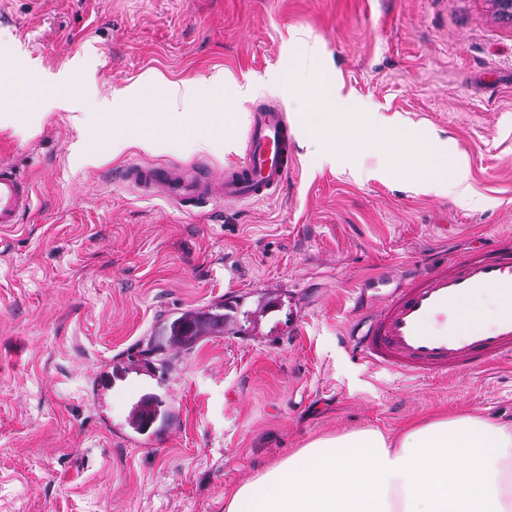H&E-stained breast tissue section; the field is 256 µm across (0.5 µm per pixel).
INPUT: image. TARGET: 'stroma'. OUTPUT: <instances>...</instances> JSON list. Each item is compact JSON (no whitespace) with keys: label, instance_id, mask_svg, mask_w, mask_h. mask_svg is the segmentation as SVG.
<instances>
[{"label":"stroma","instance_id":"obj_1","mask_svg":"<svg viewBox=\"0 0 512 512\" xmlns=\"http://www.w3.org/2000/svg\"><path fill=\"white\" fill-rule=\"evenodd\" d=\"M220 70L254 92L209 88ZM148 72L163 82L138 111H166L171 83L194 87L188 111L232 113L205 128L208 150L171 121L154 150L113 154L126 131L103 104ZM313 80L466 165L479 204L388 174L374 135L324 163L307 146ZM271 102L298 157L273 197L181 209L119 180L130 165L223 178ZM0 103V164L36 192L0 227V512H225L322 434L391 435L432 411L512 419V360L414 379L368 369L344 336L383 277L512 235V29L485 0H0ZM217 309L223 331L168 356L151 388L180 408L177 431L153 446L102 429L96 364L154 356L167 321Z\"/></svg>","mask_w":512,"mask_h":512}]
</instances>
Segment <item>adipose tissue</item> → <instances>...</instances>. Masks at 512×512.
Masks as SVG:
<instances>
[{"label": "adipose tissue", "mask_w": 512, "mask_h": 512, "mask_svg": "<svg viewBox=\"0 0 512 512\" xmlns=\"http://www.w3.org/2000/svg\"><path fill=\"white\" fill-rule=\"evenodd\" d=\"M320 121L312 146L336 160V141L365 134L363 116L346 115L339 87L315 95ZM388 166L424 187L469 195V173L448 158L387 132ZM512 310L482 289L459 311L469 326H489ZM225 512H512V423L477 414L435 416L390 437L376 429L320 437L274 463L227 498Z\"/></svg>", "instance_id": "adipose-tissue-1"}]
</instances>
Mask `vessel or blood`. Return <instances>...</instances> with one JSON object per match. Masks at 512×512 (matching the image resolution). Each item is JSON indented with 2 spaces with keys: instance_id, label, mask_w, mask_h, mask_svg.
Returning a JSON list of instances; mask_svg holds the SVG:
<instances>
[{
  "instance_id": "b4317fda",
  "label": "vessel or blood",
  "mask_w": 512,
  "mask_h": 512,
  "mask_svg": "<svg viewBox=\"0 0 512 512\" xmlns=\"http://www.w3.org/2000/svg\"><path fill=\"white\" fill-rule=\"evenodd\" d=\"M297 165L287 114L277 105L255 109L247 135L245 156L225 169L224 180L151 166H129L122 178L146 198L161 197L183 207L201 206L219 198L227 203L258 201L279 190ZM31 184L14 171L0 167V226L19 223L30 211ZM481 288L496 289L512 301V242L496 243L438 265L422 275L404 269L395 288L374 309L356 297L347 329L358 358L377 368L407 376L460 375L503 358L512 357V313L489 327L461 325L456 309L463 297ZM132 397L127 425L162 441L156 423L157 402L129 388Z\"/></svg>"
}]
</instances>
